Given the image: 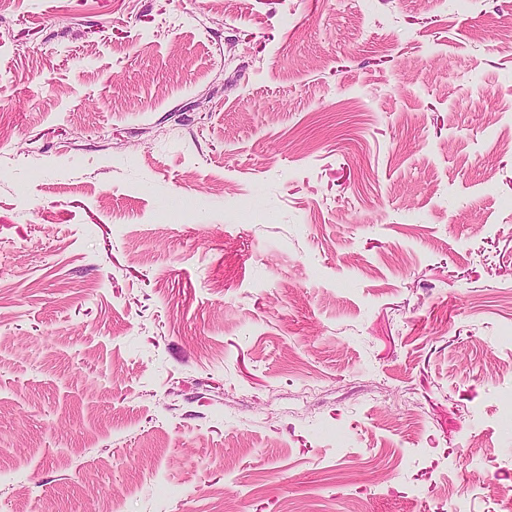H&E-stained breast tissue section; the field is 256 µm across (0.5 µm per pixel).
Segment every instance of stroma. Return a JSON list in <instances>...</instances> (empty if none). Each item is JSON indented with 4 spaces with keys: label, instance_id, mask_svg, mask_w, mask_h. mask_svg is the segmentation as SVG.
<instances>
[{
    "label": "stroma",
    "instance_id": "obj_1",
    "mask_svg": "<svg viewBox=\"0 0 512 512\" xmlns=\"http://www.w3.org/2000/svg\"><path fill=\"white\" fill-rule=\"evenodd\" d=\"M511 30L0 9V512H512Z\"/></svg>",
    "mask_w": 512,
    "mask_h": 512
}]
</instances>
